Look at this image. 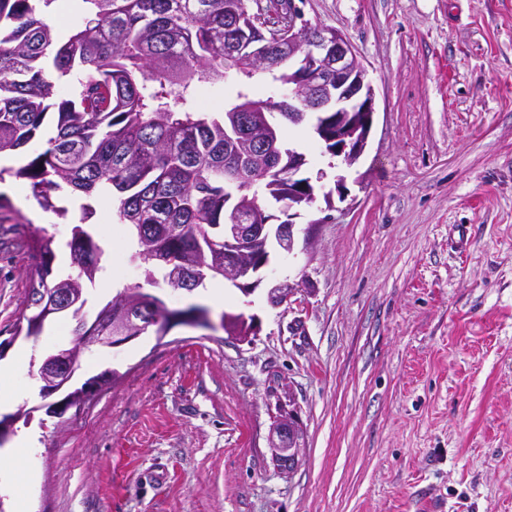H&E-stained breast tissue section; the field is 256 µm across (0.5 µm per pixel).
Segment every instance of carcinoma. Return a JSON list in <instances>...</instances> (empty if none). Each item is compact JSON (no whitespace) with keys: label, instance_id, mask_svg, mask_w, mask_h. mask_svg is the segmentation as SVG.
<instances>
[{"label":"carcinoma","instance_id":"cac0c4a2","mask_svg":"<svg viewBox=\"0 0 512 512\" xmlns=\"http://www.w3.org/2000/svg\"><path fill=\"white\" fill-rule=\"evenodd\" d=\"M63 41L42 13L55 0H0V153L27 146L50 109L56 134L15 175L38 204L59 215L56 191L90 199L115 191L117 223L132 230L130 260L149 285H171L178 273L196 290L224 276V225L266 224L267 197L288 208V170L281 168L274 112L288 105L256 94L257 77L288 83V35L277 25L291 0H271L277 20L259 33L250 0H81ZM74 89L56 97V79ZM231 79L221 113L206 112L196 90ZM77 272L53 274L54 239L28 243L30 288L21 303L25 336L42 326L29 318L42 291L85 295L103 253L80 224L66 243ZM162 306L159 336L191 325L198 305L171 309L141 285H126L98 311L101 329L118 306ZM114 377L106 370L69 391L78 403L88 388Z\"/></svg>","mask_w":512,"mask_h":512}]
</instances>
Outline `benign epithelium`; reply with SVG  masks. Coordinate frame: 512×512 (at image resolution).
<instances>
[{
	"mask_svg": "<svg viewBox=\"0 0 512 512\" xmlns=\"http://www.w3.org/2000/svg\"><path fill=\"white\" fill-rule=\"evenodd\" d=\"M288 123L299 125L308 114L336 113V121L322 123L320 143L336 144L331 153L336 166L350 167L365 152L373 124L374 88L367 78V70L359 56L341 32L323 25L312 26L302 20L297 6L288 11ZM304 154L288 149V174L307 177L303 193L294 196L296 202L288 203V223L278 224H226L224 225V278L240 288L243 293L254 291L266 278L269 257L256 247L267 245L275 239L285 252L292 253L295 246L293 219L300 209L317 202V188L323 173L312 177L307 172ZM294 291L284 281L268 290V300L275 306L288 303ZM74 303L69 299L53 297L42 300L36 321L44 323L70 310ZM154 323L151 317L125 316L118 323L114 334L93 337V344L116 349L140 336ZM77 355L65 352L57 358L40 364L38 379L40 394L50 397L59 394L72 380L76 371ZM301 436V425L292 412L280 416L269 435V447L288 469L295 460V449L289 442Z\"/></svg>",
	"mask_w": 512,
	"mask_h": 512,
	"instance_id": "benign-epithelium-1",
	"label": "benign epithelium"
}]
</instances>
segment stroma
<instances>
[{
    "label": "stroma",
    "instance_id": "obj_1",
    "mask_svg": "<svg viewBox=\"0 0 512 512\" xmlns=\"http://www.w3.org/2000/svg\"><path fill=\"white\" fill-rule=\"evenodd\" d=\"M305 20L340 30L375 91L369 144L345 170L350 203L317 201L295 220L292 254L272 250L251 294L156 286L169 307L253 317L247 341L177 326L118 349L91 347L79 380L115 371L77 413H50L36 375L71 335L19 338L12 400L31 443L0 480V512H512V0H295ZM284 142L309 171L336 169L300 127ZM27 183L0 174V341L29 287L22 243L55 240L54 270L84 224L102 246L86 290L95 317L121 284L131 240L108 199L60 193L66 217L19 204ZM472 240L460 254V228ZM297 290L272 306L270 285ZM302 438L293 470L272 456L287 411ZM168 471L158 488L146 476Z\"/></svg>",
    "mask_w": 512,
    "mask_h": 512
}]
</instances>
